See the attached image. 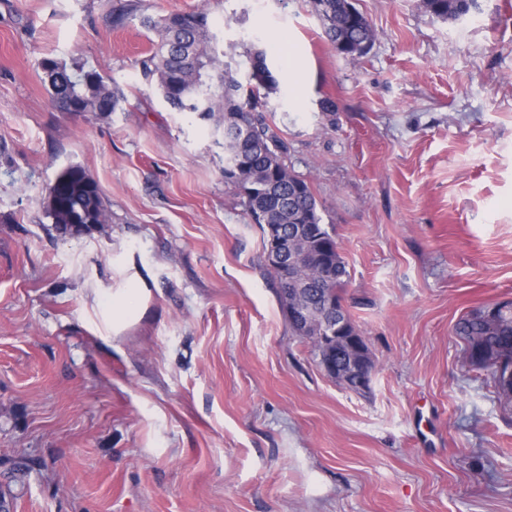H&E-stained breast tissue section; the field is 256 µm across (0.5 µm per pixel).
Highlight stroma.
<instances>
[{
  "mask_svg": "<svg viewBox=\"0 0 512 512\" xmlns=\"http://www.w3.org/2000/svg\"><path fill=\"white\" fill-rule=\"evenodd\" d=\"M115 2L0 0V486L14 512H512V409L454 333L512 301V0L452 22L420 0H355L376 31L360 57L336 51L308 0H137L207 13L226 55L266 51L276 88L259 97L346 262L375 364L364 392L297 336L224 180L222 135L141 78L148 33L113 27ZM48 54L119 85L121 110L57 111ZM73 165L110 220L64 236L44 199ZM136 283L143 311L106 338L90 289ZM21 458L33 468L9 482Z\"/></svg>",
  "mask_w": 512,
  "mask_h": 512,
  "instance_id": "1",
  "label": "stroma"
}]
</instances>
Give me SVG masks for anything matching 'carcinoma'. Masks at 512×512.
<instances>
[{
  "label": "carcinoma",
  "instance_id": "1",
  "mask_svg": "<svg viewBox=\"0 0 512 512\" xmlns=\"http://www.w3.org/2000/svg\"><path fill=\"white\" fill-rule=\"evenodd\" d=\"M425 9L442 20L457 21L475 7V0H423ZM311 12L318 18L325 37L334 46L372 47L376 33L369 20L347 0H309ZM136 16V9L127 4L112 7V25L121 27ZM140 23L156 40L153 50L138 62L142 78L155 86L165 103L174 112L195 113L217 128H230L238 117L247 119L250 139L245 144L230 139L223 143L224 154L240 162L239 172H224V181L242 188L247 214L265 228V224H301L303 230L294 240L300 252H314L335 238L322 224L319 204L305 179L288 164V144L274 130L258 109L252 87H244L237 78V68L224 60L217 33L212 30L204 12L176 13L157 20L143 16ZM250 66L266 73L261 86L276 89V81L262 50L245 51ZM40 67L48 83L54 106L61 112L117 111L126 97L116 84H108L94 70L82 65L67 67L53 58H44ZM58 196L47 188L46 215L61 233L67 232L72 217L84 224H104L105 209L97 183L86 171L71 166L58 177ZM338 278L328 282L322 271L305 266L298 283L307 290H325L330 286L343 290L349 273L339 253ZM454 331L465 343L470 365L491 370L499 394L512 403V390L503 389L496 376L497 362L512 358V301L500 303L497 315L488 318L479 310L461 316Z\"/></svg>",
  "mask_w": 512,
  "mask_h": 512
}]
</instances>
